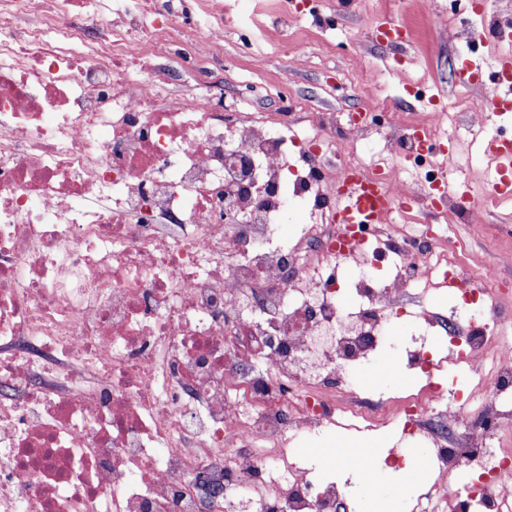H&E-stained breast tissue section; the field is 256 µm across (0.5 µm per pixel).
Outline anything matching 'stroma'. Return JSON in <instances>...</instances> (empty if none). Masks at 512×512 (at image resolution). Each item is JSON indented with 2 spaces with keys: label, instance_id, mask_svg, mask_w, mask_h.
<instances>
[{
  "label": "stroma",
  "instance_id": "1",
  "mask_svg": "<svg viewBox=\"0 0 512 512\" xmlns=\"http://www.w3.org/2000/svg\"><path fill=\"white\" fill-rule=\"evenodd\" d=\"M224 5L237 22L254 30L261 61L255 66L242 61L234 71H225V61L236 53L232 32H225L223 45L204 64L214 82L229 85L249 77L272 84L285 80L303 111L346 113L373 102L397 113L402 123L423 111L429 99H438L449 108L448 130L463 166L454 176L459 192L488 190L486 165L476 159L468 131L470 109L455 101L463 91L460 78L468 64H481L488 75L496 71L501 56L468 53L450 34L430 25V14L447 11V0H317L314 13L292 28L275 24L270 0H224ZM381 17L407 29L405 48L376 41L371 23ZM450 239L465 243L462 260L468 266L476 269L500 259L503 276L512 278V261L505 259L512 254V198L489 206L482 226L454 225ZM392 334L390 347L379 357L388 372L373 371L368 365L355 371L364 396L398 398L421 386L419 375L401 368L405 348L422 344L438 355L448 353L444 337L424 336L413 317L399 320ZM357 442L374 448L375 465L331 475L352 501L354 512H413L431 483V450L418 433L405 431L400 420L361 431L333 426L319 435L297 438L294 448L298 459L312 464Z\"/></svg>",
  "mask_w": 512,
  "mask_h": 512
}]
</instances>
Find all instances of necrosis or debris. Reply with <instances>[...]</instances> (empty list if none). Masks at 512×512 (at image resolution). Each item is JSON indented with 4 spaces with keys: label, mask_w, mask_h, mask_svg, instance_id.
I'll return each mask as SVG.
<instances>
[{
    "label": "necrosis or debris",
    "mask_w": 512,
    "mask_h": 512,
    "mask_svg": "<svg viewBox=\"0 0 512 512\" xmlns=\"http://www.w3.org/2000/svg\"><path fill=\"white\" fill-rule=\"evenodd\" d=\"M199 4L203 31L187 0H0V512H345L289 439L403 416L434 447L428 499L503 512L512 281L462 267L430 221L483 224L488 197L432 196L439 149L376 105L339 119L284 84L175 88L156 65L173 39L196 62L224 41L220 0ZM349 169L417 235L359 224L344 248ZM441 272L475 306L462 325L409 304ZM409 313L457 346L476 409L360 397L352 370Z\"/></svg>",
    "instance_id": "obj_1"
}]
</instances>
